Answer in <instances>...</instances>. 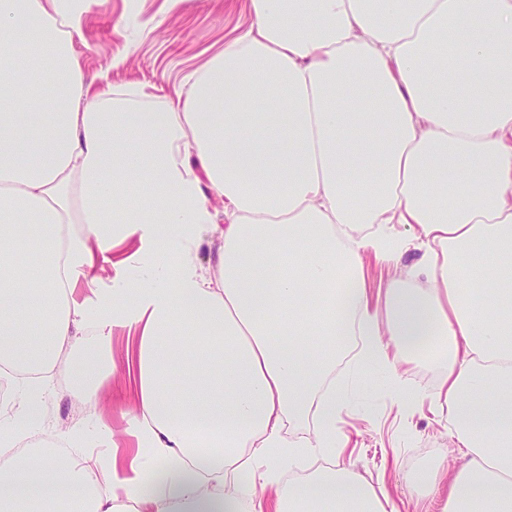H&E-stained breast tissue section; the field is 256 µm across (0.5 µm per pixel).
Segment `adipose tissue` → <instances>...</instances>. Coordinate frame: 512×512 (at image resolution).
<instances>
[{
  "mask_svg": "<svg viewBox=\"0 0 512 512\" xmlns=\"http://www.w3.org/2000/svg\"><path fill=\"white\" fill-rule=\"evenodd\" d=\"M92 2L0 0V364L70 351L90 392L125 330L134 445L96 427L105 488L81 427L28 446L0 512H389L334 460L350 331L362 367L391 370L439 337L460 464L420 482L447 486L440 512H512V0H251L253 24L161 111L85 86ZM140 207L163 215L156 259L134 311L87 341L76 287ZM199 224L214 277L192 260ZM412 245L372 308L364 254Z\"/></svg>",
  "mask_w": 512,
  "mask_h": 512,
  "instance_id": "ef3b65f1",
  "label": "adipose tissue"
}]
</instances>
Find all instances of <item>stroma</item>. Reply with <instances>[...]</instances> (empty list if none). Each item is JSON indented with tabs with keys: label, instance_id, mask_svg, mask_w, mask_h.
Masks as SVG:
<instances>
[{
	"label": "stroma",
	"instance_id": "1",
	"mask_svg": "<svg viewBox=\"0 0 512 512\" xmlns=\"http://www.w3.org/2000/svg\"><path fill=\"white\" fill-rule=\"evenodd\" d=\"M253 20L250 0H186L170 11L164 0H96L84 23L79 44L83 79L92 89L145 87V106L166 107L185 88L181 79L205 63ZM137 267L94 268V285L82 286L89 323L96 326L113 311L128 309L126 289L136 285ZM126 340H112L114 372L92 398L77 383L82 371L71 357L67 373L56 377L46 404L49 421L66 429L76 424L94 428L111 425L123 437V411L133 409V396L115 397L114 376L123 375ZM437 349L409 358L390 377L368 369L358 376L359 392L352 407L336 421V433L345 443L339 461L362 475L378 494L386 495L397 512H413L421 488L414 482L419 468L412 454L419 445L432 449L429 461L448 447V421L437 411L433 395L440 377Z\"/></svg>",
	"mask_w": 512,
	"mask_h": 512
}]
</instances>
